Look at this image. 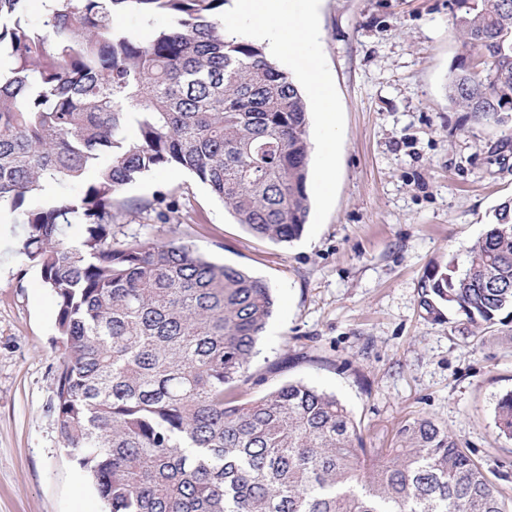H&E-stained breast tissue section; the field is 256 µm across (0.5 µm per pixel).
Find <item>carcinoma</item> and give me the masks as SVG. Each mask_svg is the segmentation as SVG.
<instances>
[{
    "instance_id": "carcinoma-1",
    "label": "carcinoma",
    "mask_w": 512,
    "mask_h": 512,
    "mask_svg": "<svg viewBox=\"0 0 512 512\" xmlns=\"http://www.w3.org/2000/svg\"><path fill=\"white\" fill-rule=\"evenodd\" d=\"M0 0V210L56 307L51 408L108 512H512L483 465L428 418L365 448L335 395L300 381L241 398L272 288L182 242L119 240L116 197L189 171L247 232L291 242L309 214L304 96L265 47L221 27L228 0ZM448 99L512 122V0H454ZM163 15L146 40L112 25ZM77 184L79 195L57 192ZM166 224L176 203L139 205ZM75 224L79 240L70 238ZM423 288L468 323H512V199L459 266ZM512 438V392L496 407Z\"/></svg>"
}]
</instances>
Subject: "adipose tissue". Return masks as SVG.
<instances>
[{
  "label": "adipose tissue",
  "mask_w": 512,
  "mask_h": 512,
  "mask_svg": "<svg viewBox=\"0 0 512 512\" xmlns=\"http://www.w3.org/2000/svg\"><path fill=\"white\" fill-rule=\"evenodd\" d=\"M299 0H234L239 17L249 24L251 40L268 44L279 52L295 53L299 46L315 42L317 31L309 18L301 13ZM300 75L314 90L315 106L328 133L320 147L323 168L319 177L322 188H329L334 171L333 143L336 137V114L331 108L328 76L316 61L301 67Z\"/></svg>",
  "instance_id": "1"
}]
</instances>
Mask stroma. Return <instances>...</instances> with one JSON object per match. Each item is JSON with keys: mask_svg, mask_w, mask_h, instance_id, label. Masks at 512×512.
I'll list each match as a JSON object with an SVG mask.
<instances>
[{"mask_svg": "<svg viewBox=\"0 0 512 512\" xmlns=\"http://www.w3.org/2000/svg\"><path fill=\"white\" fill-rule=\"evenodd\" d=\"M313 51L333 84L338 135L329 196L318 190L325 136L310 112L311 207L290 244L253 237L189 172L155 171L121 198L173 196L168 224L123 213L117 238L180 240L244 267L277 307L250 365L248 397L288 380L336 397L366 447L392 448L417 417L446 428L512 502V439L495 407L512 390V323L469 325L445 304L427 309L424 279L449 257L466 262L493 211L512 198V128L448 101L461 51L453 0H302ZM25 226L0 215V512H105L62 448L56 389V303L18 252Z\"/></svg>", "mask_w": 512, "mask_h": 512, "instance_id": "obj_1", "label": "stroma"}]
</instances>
